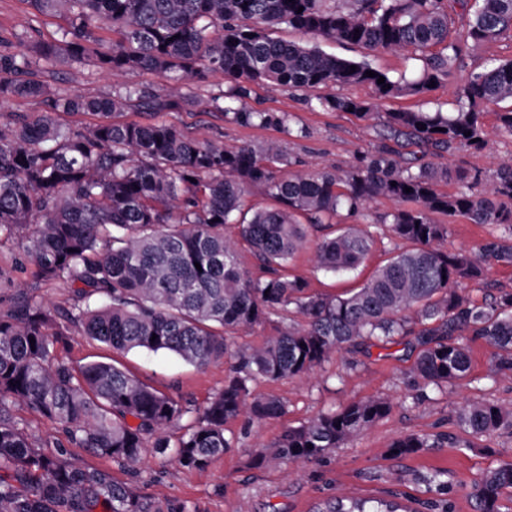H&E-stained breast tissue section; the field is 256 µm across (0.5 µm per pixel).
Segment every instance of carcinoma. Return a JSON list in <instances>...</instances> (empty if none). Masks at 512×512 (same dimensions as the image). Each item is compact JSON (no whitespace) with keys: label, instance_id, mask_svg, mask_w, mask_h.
Returning a JSON list of instances; mask_svg holds the SVG:
<instances>
[{"label":"carcinoma","instance_id":"1","mask_svg":"<svg viewBox=\"0 0 512 512\" xmlns=\"http://www.w3.org/2000/svg\"><path fill=\"white\" fill-rule=\"evenodd\" d=\"M33 17L65 21L55 40L35 37L27 51L0 55V98L32 100L41 111L17 113L0 124V231L21 244L45 281L78 285L70 308L50 307L21 292L0 316V512H190L184 502L164 506L135 482H118L71 452L83 448L118 465L140 462L148 451L172 454L190 468H204L235 444L225 435L230 420L261 421L285 411L274 395L251 389L258 378L302 377L323 361L371 340L390 343L414 337L411 369L422 388L453 384L470 376L464 335L496 349L493 376L512 374V289L490 301L464 294L465 281L485 278L493 266L512 267V166L497 172L481 194L442 193L440 182L467 175L430 164L402 165L400 150L422 154L484 143V109L512 101V60H500L472 75L452 112H387L382 136L394 142L342 175L296 172L278 143L236 150L199 141L165 123L115 122L112 114L185 108L182 82L224 76L227 89L211 94L207 107L235 122L290 127L285 113L250 112L252 86L317 91L366 85L371 99L318 95L321 110L380 117L379 101L422 95L448 79L471 44L512 32V0H475L456 25L458 0H24ZM303 11H298V8ZM286 25L307 34L367 49L419 54L420 77L408 81L385 71L388 89L366 76L369 64L330 55L314 46L272 38ZM119 39L105 41L101 32ZM59 62L91 65L115 77L129 73L167 76L173 85H123L97 96L52 90L42 75ZM356 69H350V66ZM90 114L100 120L65 127L57 116ZM259 185L271 207L244 210L247 187ZM410 192H405V188ZM378 197L410 202L388 215L389 233L408 244L381 265L361 288L342 294L309 291L285 274L306 247L307 229L340 210L356 212ZM462 215L474 224H496L504 234L475 251L442 247L448 225L432 215ZM238 237L224 236V225ZM253 250L263 275L254 277L238 257L240 242ZM373 241L353 227L326 237L314 250L316 267L335 275L357 270ZM200 267H195V264ZM295 313L278 335L259 347H240L235 362L204 410L177 439L171 424L189 408L125 369L92 362L76 370L54 355L56 343L77 332L120 352L172 354L202 368L224 358L228 334ZM35 344H30V340ZM23 403L57 424L64 441L46 452L20 427L12 407ZM384 398H366L289 427L251 454L250 465L295 464L324 457L360 435L389 411ZM137 420L132 426L128 418ZM460 434H409L387 450L406 458L448 446L469 448L470 439L512 432V409L476 399L457 415ZM442 512H452L448 472L424 477ZM512 493V463L473 483L477 512H500ZM317 512H411L397 504L335 497Z\"/></svg>","mask_w":512,"mask_h":512}]
</instances>
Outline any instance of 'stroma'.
Masks as SVG:
<instances>
[{
	"mask_svg": "<svg viewBox=\"0 0 512 512\" xmlns=\"http://www.w3.org/2000/svg\"><path fill=\"white\" fill-rule=\"evenodd\" d=\"M36 22L41 38L55 37L59 18L43 16L32 20L25 0H0V54L23 51L17 33ZM273 37L307 46L320 47L326 53L357 61L397 75L416 76L423 68L420 58L405 52L382 49L368 50L334 39L305 34L287 26L272 31ZM512 59V33L496 41L471 46L460 66L435 89L423 96L403 95L383 102L390 111L423 108L452 111L457 92L472 76L491 60ZM52 88L69 95H98L111 90L115 83L111 74L79 64L54 67L49 79ZM221 75L205 83H191L190 92L197 104L191 111L164 112L160 121L175 125L201 140L235 150L245 145L276 141L285 147L291 170H347L362 158L376 154L384 145L378 134L379 123L362 120L347 112L322 111L312 108L309 93L283 88L254 87L245 106L251 111L288 113L290 130L279 127H257L239 124L217 112H205L201 100L207 99L221 85ZM485 144L482 149H454L426 155V163L438 168L474 175L470 187L482 192L505 166H512V136L498 128L494 111L482 117ZM398 203L378 198L357 212L340 211L333 223L312 232L318 241L348 226L375 237L374 247L365 264L343 277L318 270L310 251L297 254L290 263L291 275L306 280L311 292L338 294L360 287L372 272L386 261L392 243L381 233L383 217L397 209ZM449 232L444 241L448 251L471 250L499 236L497 227L474 224L464 216L449 218ZM34 300L56 306H71L74 295L63 281L46 282L36 273L16 240L8 233L0 234V315L6 314L19 291ZM472 371L470 379L452 386L430 388L419 392L409 374L416 354L403 342L375 346L370 351L332 356L317 367L311 378L253 382L254 392L272 394L285 404L283 416L261 422L244 418L229 422V436L234 447L215 457L202 470L180 466L171 456L148 453L138 464L140 485L144 494L156 502H185L191 512H313L314 506L345 491L358 498L390 499L406 495L414 500L415 512H439L438 504L422 478L427 473L444 469L462 479L452 497L454 512H475L470 497L471 484L487 469L512 462V433L496 434L489 442L490 452L469 448H432L421 455L392 460L385 453L396 439L411 433L438 434L456 431V415L467 402L477 398L512 404V376L492 375L494 349L484 340L469 343ZM56 359L79 367L91 361L118 360L147 384L169 394L182 405L202 411L213 394L223 387L232 363L224 358L198 368L166 354L132 351L114 355L106 345L77 333L67 336L54 349ZM388 398L392 408L387 416L369 430L334 449L324 459L308 463L299 474L288 467L273 465L263 469L249 464L251 453L269 444L290 426H296L322 412L367 397Z\"/></svg>",
	"mask_w": 512,
	"mask_h": 512,
	"instance_id": "stroma-1",
	"label": "stroma"
}]
</instances>
